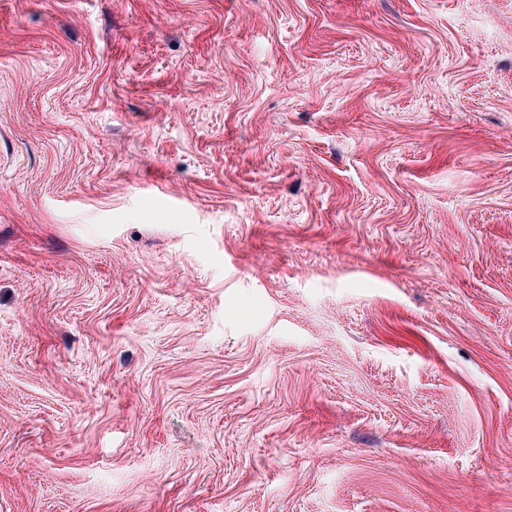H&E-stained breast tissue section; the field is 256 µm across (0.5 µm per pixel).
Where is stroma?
<instances>
[{"label":"stroma","mask_w":512,"mask_h":512,"mask_svg":"<svg viewBox=\"0 0 512 512\" xmlns=\"http://www.w3.org/2000/svg\"><path fill=\"white\" fill-rule=\"evenodd\" d=\"M0 512H512V0H0Z\"/></svg>","instance_id":"35a3bbf8"}]
</instances>
